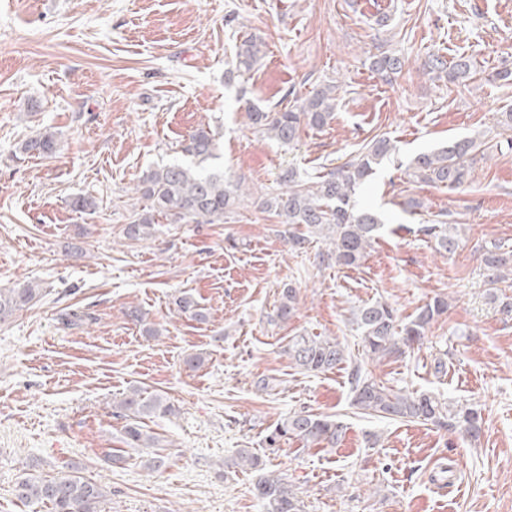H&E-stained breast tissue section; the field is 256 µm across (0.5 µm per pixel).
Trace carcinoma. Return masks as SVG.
Here are the masks:
<instances>
[{
    "label": "carcinoma",
    "mask_w": 512,
    "mask_h": 512,
    "mask_svg": "<svg viewBox=\"0 0 512 512\" xmlns=\"http://www.w3.org/2000/svg\"><path fill=\"white\" fill-rule=\"evenodd\" d=\"M264 55L262 42L246 36L236 45V66L228 72L232 81L250 71ZM403 57L381 53L370 57V68L381 78L402 71ZM425 68L439 80L461 85L474 74L473 62L461 56L450 63L438 54L428 56ZM250 123L281 145H291L300 138L302 126L321 129L333 119L336 111V83H320L298 105L284 111H265L247 103L244 106ZM493 145L476 136L448 140L430 152L419 153L406 164V170L428 183L450 189L461 187L477 156H486ZM58 149L54 131L41 128L18 147L23 157L51 158ZM182 152L190 162H173L148 169L135 191L146 202L141 211L123 228L124 236L141 241L151 236L153 224L160 217L172 224H186L203 219L207 224L224 223V214L231 211L244 197L241 182L224 176L215 168L216 143L204 127L189 134ZM396 154V146L384 136H375L339 166L304 179L293 166L281 169L277 176L279 189L258 199L261 210L271 212L288 226V244L294 251L308 248L309 238L299 231L304 226L325 233L329 247L316 255L319 263L340 267L360 264L381 228L376 212L357 203V193L367 182L376 166ZM421 232L437 240L440 249L451 253L458 246L454 234L438 224L425 225ZM490 271V282L498 284L512 272V251L502 252L496 246L484 256ZM42 295V289L28 282L16 288H0V322L23 310ZM296 289L282 290L276 318L286 321L295 310ZM178 310L191 319L205 322L208 314L190 295L177 299ZM448 311V299L436 297L422 307L408 322L398 320L395 310L386 302L376 301L359 307L353 321L361 333L369 356L378 360L404 353V349L419 343L428 326ZM288 357L305 372H327L347 361L345 348L322 336H298L288 343ZM351 403L363 413L383 419L431 423L439 428L457 431L475 438L481 430L482 417L478 409L466 404L450 406L427 392L404 393L383 385L360 366L350 373ZM112 414L125 421V442L132 448H154L158 438L144 431L143 417H165L175 414V408L160 395H144L138 389L129 391L112 403ZM344 431L342 423L327 416L300 410L276 425L268 436L273 446L283 437H296L309 447L334 445ZM263 470V462L251 448H239L224 460V475L244 470ZM15 498L25 505L42 504L50 512H102L101 504L108 491L96 481L80 475L71 466L64 475L47 479L29 474L13 487ZM254 496L263 512H303L304 505L280 476L267 473L256 480Z\"/></svg>",
    "instance_id": "1"
}]
</instances>
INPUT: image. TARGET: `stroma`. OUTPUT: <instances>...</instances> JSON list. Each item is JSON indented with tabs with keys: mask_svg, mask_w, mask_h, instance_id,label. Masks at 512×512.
I'll list each match as a JSON object with an SVG mask.
<instances>
[{
	"mask_svg": "<svg viewBox=\"0 0 512 512\" xmlns=\"http://www.w3.org/2000/svg\"><path fill=\"white\" fill-rule=\"evenodd\" d=\"M247 33L266 55L225 84ZM382 52L406 60L393 80L369 68ZM433 53L469 56L486 75L512 68V0H0V288L43 290L0 325V512H30L12 493L20 476H54L70 462L106 487L104 512H260L255 474L224 476L239 448L264 455L305 512H512V316L502 312L512 288L490 294L483 261L492 246L512 251V149L478 161L457 190L397 165L454 137H497L512 84L436 79L423 66ZM331 79L333 119L302 129L296 147L249 125L242 99L281 109ZM41 125L57 132V154L16 159ZM200 127L215 133L217 164L247 199L224 223L162 221L153 237L125 240L143 173L183 160L185 136ZM376 135L399 153L358 194L384 222L365 259L318 265L327 242L315 233L306 252L291 250L254 197L276 189L282 165L313 177ZM79 196L96 201L94 213L73 210ZM439 222L455 230L453 254L422 231ZM288 283L296 311L277 322ZM185 292L207 322L178 312ZM437 296L448 312L419 345L397 358L365 354L356 307L381 300L404 320ZM68 306L89 322L62 328ZM134 306L158 336L130 320ZM299 335L336 340L351 359L301 371L285 352ZM193 354L204 358L195 370L185 364ZM356 363L389 388L476 405L478 438L358 413ZM134 387L177 410L145 422L165 458L156 470L112 414ZM300 410L342 422L341 441L268 447ZM113 453L124 462L112 464Z\"/></svg>",
	"mask_w": 512,
	"mask_h": 512,
	"instance_id": "1",
	"label": "stroma"
}]
</instances>
